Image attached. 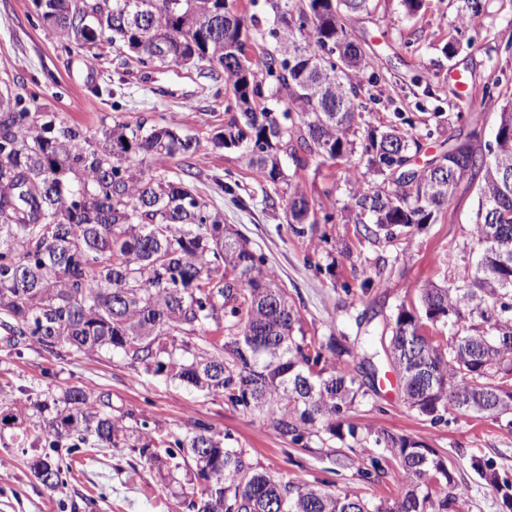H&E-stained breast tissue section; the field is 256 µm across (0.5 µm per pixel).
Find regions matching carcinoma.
<instances>
[{
	"mask_svg": "<svg viewBox=\"0 0 512 512\" xmlns=\"http://www.w3.org/2000/svg\"><path fill=\"white\" fill-rule=\"evenodd\" d=\"M50 34L93 59L117 47L139 68L188 66L231 87L215 134L236 147L273 188L288 189L294 235L314 233L334 214L292 186L309 161L336 162L355 152L361 127L360 73L366 51L347 31L351 14L372 0H33ZM486 0H461L458 20L471 25ZM425 134L414 132L416 123ZM415 121L393 113L361 143L382 181L352 184L348 209L359 234L393 241L451 207L458 182H478L473 235L482 245L473 266L451 286L429 282L419 309L405 307L366 337L343 331L309 336L264 256L208 209L193 184L173 181L159 164L182 158L191 169L195 137L154 118L112 117L88 136L57 112H45L5 83L0 87V314L7 342L61 352L112 350L133 367L220 394L271 420L302 448L331 439L343 447L381 448L399 460L404 492L373 504L259 472L241 448L197 423L183 436L161 435L83 388L40 394L51 408L45 466L50 490L67 485V459L83 448H118L130 439L151 460L174 468L192 460L199 492L186 512H449L468 495L446 458L425 440L348 421L374 389L386 356L404 400L437 424L474 413L512 428V105L502 109L495 150L468 141L421 168V139L448 118ZM222 343L201 347L197 332ZM471 467L512 508V483Z\"/></svg>",
	"mask_w": 512,
	"mask_h": 512,
	"instance_id": "carcinoma-1",
	"label": "carcinoma"
}]
</instances>
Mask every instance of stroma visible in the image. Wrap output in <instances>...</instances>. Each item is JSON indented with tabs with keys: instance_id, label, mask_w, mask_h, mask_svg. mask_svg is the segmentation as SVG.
<instances>
[{
	"instance_id": "1",
	"label": "stroma",
	"mask_w": 512,
	"mask_h": 512,
	"mask_svg": "<svg viewBox=\"0 0 512 512\" xmlns=\"http://www.w3.org/2000/svg\"><path fill=\"white\" fill-rule=\"evenodd\" d=\"M460 0H424L408 12L402 0H373L369 12L352 16V39L369 52L363 82L362 117L376 126L393 112L414 111L427 96L437 97L453 120L445 134L423 140L413 163L423 166L445 151L446 135L472 136L484 146L494 139L501 107L512 101V0H487L475 23L459 28ZM455 53H447V45ZM124 53L110 49L95 66L93 77L83 72L82 53L68 50L52 37L35 15L33 0H0V82L35 95L39 107L57 112L86 134L95 133L102 118L141 116L164 120L195 136L204 156L202 165L186 172L181 160L164 168L170 179H190L211 210L221 212L266 258L298 309L307 334L324 337L338 331L364 337L397 307L417 308L426 281L443 283L450 271L443 260L454 254L457 265L474 264L477 244L470 230L477 209V185L462 179L453 205L412 236L378 243L358 233L346 205L352 186L344 179L348 166L365 168L367 159L354 153L336 164L310 160L299 183L309 199L331 201L336 218L318 233L294 236L287 224L286 203L248 169L238 150L215 147L212 138L228 120L224 84L199 77L186 67L140 71L124 65ZM465 72L469 94L457 87L455 72ZM498 82L499 96L483 100L482 90ZM479 105L478 122H471V105ZM238 174L247 209H239L216 186L225 171ZM318 254L331 272L317 273L306 257ZM387 261L381 279L364 286V275ZM370 312L371 321L356 325L355 317ZM81 387L107 396L114 417L135 413L150 427L176 436L194 423L210 425L229 435L252 465L283 480L305 482L334 493H357L372 501L392 500L403 487L396 480L399 466L386 460L377 481L359 476L355 466L335 471L333 460L343 445L330 440L320 448H301L280 436L270 420L235 407L218 394L188 387L151 371L133 369L121 356L42 350L16 352L0 338V392L16 406L45 391L62 394ZM350 421L423 438L446 456L468 496L456 512H512L470 468L468 455L480 456L492 471L512 480V429L477 415L450 417L433 425L423 421L404 401L399 378L390 367L379 375L378 392L358 406ZM23 427L0 430V512H184V496L196 488L193 467L168 472L165 466L141 458L138 450L90 448L73 457L72 475L60 491L45 488L30 466L42 453L40 445L22 439Z\"/></svg>"
}]
</instances>
